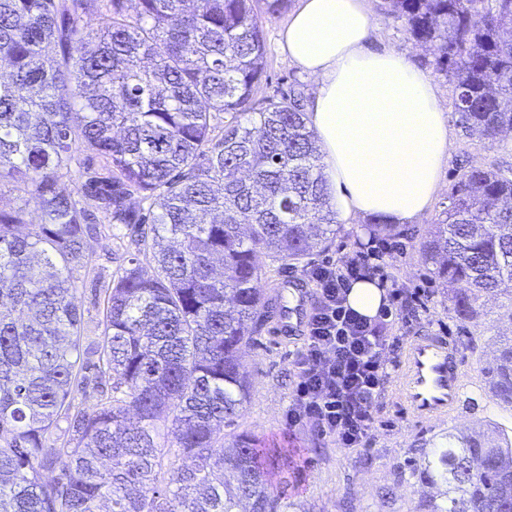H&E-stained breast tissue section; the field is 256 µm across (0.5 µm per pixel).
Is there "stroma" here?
<instances>
[{
  "label": "stroma",
  "instance_id": "stroma-1",
  "mask_svg": "<svg viewBox=\"0 0 512 512\" xmlns=\"http://www.w3.org/2000/svg\"><path fill=\"white\" fill-rule=\"evenodd\" d=\"M370 7L373 46L405 54L413 65L428 74L439 89L440 106L448 121V162L442 168L440 191L428 212L401 235L403 252L388 254L386 262L401 288H420L428 297L426 309L420 320L413 322L412 331L443 329L460 345L465 390L459 411L447 422L428 430L405 419L391 393H384L376 404V430L363 448L344 449L331 438L312 431L289 430L286 410L294 380L291 355L299 342L279 338L277 325L285 301L294 297L295 286L302 280L303 267L267 263V277L260 283L261 297L273 313L242 351L250 399L234 430L256 438L260 447L287 454L289 463L276 470L273 484L287 493L299 512H412L437 493L436 488L421 483L413 473L421 448H435L441 444L443 435L450 432L493 424L512 426V407L492 397L486 375L499 343L512 336V302L503 295L486 299L484 313L476 323L460 322L450 291L434 280L422 249L434 224L444 217L452 184L464 172L481 167L512 175V135L491 142L466 133L454 111L453 87L445 74L437 70L433 50L415 44L403 23L387 17L385 0H370ZM287 22L284 14L262 19L267 50L260 91L264 97L291 88L306 95L315 85L313 78L294 67L281 50V32ZM377 234L376 227L367 219L336 225L328 246L315 253L313 259L320 262L348 256L368 245ZM133 258L144 266L149 263L148 256L140 254L135 237L128 232L116 235L104 225L87 239L85 261L72 270L83 349L94 348L103 330L105 288L111 285L117 269Z\"/></svg>",
  "mask_w": 512,
  "mask_h": 512
}]
</instances>
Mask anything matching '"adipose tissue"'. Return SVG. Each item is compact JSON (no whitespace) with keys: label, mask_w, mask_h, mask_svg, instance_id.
<instances>
[{"label":"adipose tissue","mask_w":512,"mask_h":512,"mask_svg":"<svg viewBox=\"0 0 512 512\" xmlns=\"http://www.w3.org/2000/svg\"><path fill=\"white\" fill-rule=\"evenodd\" d=\"M372 29L368 0H298L282 49L316 80L305 113L337 220L410 224L438 192L448 125L432 78Z\"/></svg>","instance_id":"obj_1"}]
</instances>
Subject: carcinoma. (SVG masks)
I'll list each match as a JSON object with an SVG mask.
<instances>
[{
    "instance_id": "obj_1",
    "label": "carcinoma",
    "mask_w": 512,
    "mask_h": 512,
    "mask_svg": "<svg viewBox=\"0 0 512 512\" xmlns=\"http://www.w3.org/2000/svg\"><path fill=\"white\" fill-rule=\"evenodd\" d=\"M288 0H0V512H290L268 454L226 434L250 384L239 353L268 311L261 258L299 264L326 247L336 215L301 95L255 107L266 42L255 4ZM388 15L436 50L462 128L512 131V0H387ZM104 26L85 24L91 13ZM224 115L220 134L213 121ZM79 143L104 160L59 186ZM138 195L148 207H130ZM138 237L154 263L105 289L98 359L79 347L72 267L96 218ZM42 222L20 235L27 209ZM454 290L457 318L484 295L512 300V176L474 167L451 188L424 245ZM512 406V339L488 368ZM110 393L95 411L73 388ZM73 443H49L57 418ZM172 423L175 440L159 442ZM45 470L58 474L42 479ZM441 488L421 512H512V433L450 434L414 467Z\"/></svg>"
}]
</instances>
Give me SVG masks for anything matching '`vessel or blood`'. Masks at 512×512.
Masks as SVG:
<instances>
[{"label": "vessel or blood", "instance_id": "obj_1", "mask_svg": "<svg viewBox=\"0 0 512 512\" xmlns=\"http://www.w3.org/2000/svg\"><path fill=\"white\" fill-rule=\"evenodd\" d=\"M306 294L284 307L279 333L291 339L302 326L308 309ZM465 384L458 366V346L438 332L410 336L400 356L396 394L406 417L421 427L447 421L457 413Z\"/></svg>", "mask_w": 512, "mask_h": 512}]
</instances>
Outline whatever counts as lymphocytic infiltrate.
Returning <instances> with one entry per match:
<instances>
[{"label": "lymphocytic infiltrate", "instance_id": "f902f5d3", "mask_svg": "<svg viewBox=\"0 0 512 512\" xmlns=\"http://www.w3.org/2000/svg\"><path fill=\"white\" fill-rule=\"evenodd\" d=\"M391 250L390 243L379 240L339 261L313 263L304 270L314 302L303 344L291 360L294 383L286 419L289 427L332 438L340 448L369 442L376 428L375 403L400 347L389 306L370 319L347 305L356 280L370 278L388 287L383 258Z\"/></svg>", "mask_w": 512, "mask_h": 512}]
</instances>
